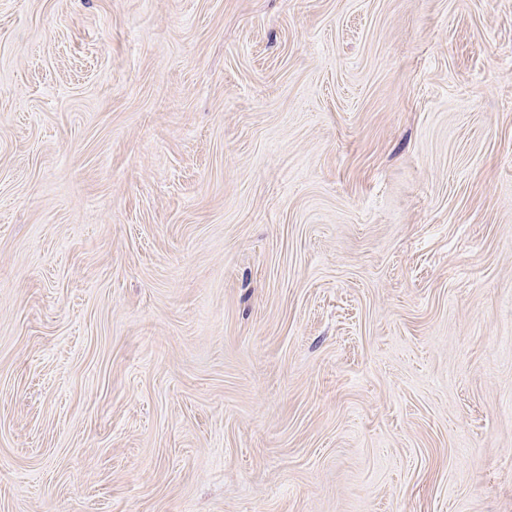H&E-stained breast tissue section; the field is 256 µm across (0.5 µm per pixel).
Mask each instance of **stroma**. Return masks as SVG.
Segmentation results:
<instances>
[{"mask_svg": "<svg viewBox=\"0 0 512 512\" xmlns=\"http://www.w3.org/2000/svg\"><path fill=\"white\" fill-rule=\"evenodd\" d=\"M0 512H512V0H0Z\"/></svg>", "mask_w": 512, "mask_h": 512, "instance_id": "35a3bbf8", "label": "stroma"}]
</instances>
